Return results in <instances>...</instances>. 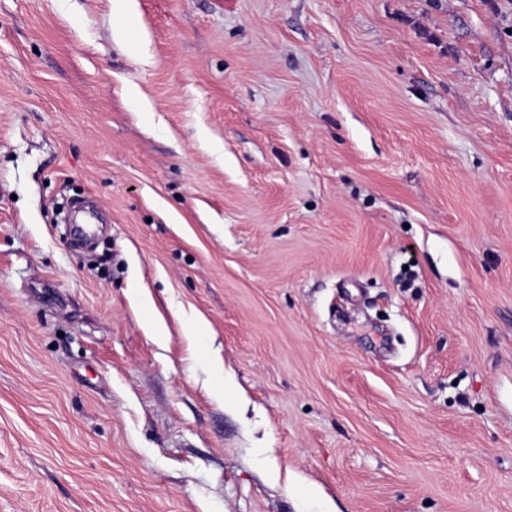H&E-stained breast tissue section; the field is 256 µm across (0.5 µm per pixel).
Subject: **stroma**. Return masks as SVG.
Segmentation results:
<instances>
[{
	"mask_svg": "<svg viewBox=\"0 0 512 512\" xmlns=\"http://www.w3.org/2000/svg\"><path fill=\"white\" fill-rule=\"evenodd\" d=\"M0 512H512V0H0Z\"/></svg>",
	"mask_w": 512,
	"mask_h": 512,
	"instance_id": "obj_1",
	"label": "stroma"
}]
</instances>
